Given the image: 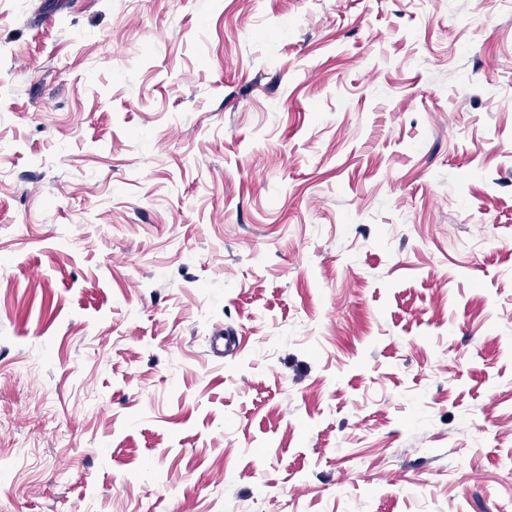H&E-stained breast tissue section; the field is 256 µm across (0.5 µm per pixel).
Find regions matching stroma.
I'll use <instances>...</instances> for the list:
<instances>
[{
    "instance_id": "1",
    "label": "stroma",
    "mask_w": 512,
    "mask_h": 512,
    "mask_svg": "<svg viewBox=\"0 0 512 512\" xmlns=\"http://www.w3.org/2000/svg\"><path fill=\"white\" fill-rule=\"evenodd\" d=\"M506 503L512 9L0 0V512Z\"/></svg>"
}]
</instances>
